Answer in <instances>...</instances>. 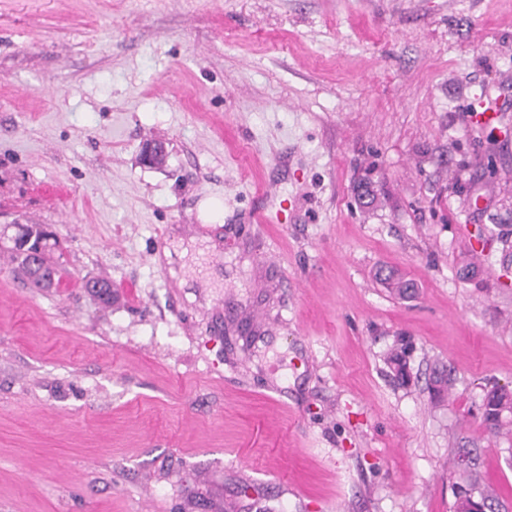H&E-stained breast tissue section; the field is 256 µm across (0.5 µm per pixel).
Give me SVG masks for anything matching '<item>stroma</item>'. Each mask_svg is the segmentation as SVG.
Masks as SVG:
<instances>
[{
  "instance_id": "35a3bbf8",
  "label": "stroma",
  "mask_w": 512,
  "mask_h": 512,
  "mask_svg": "<svg viewBox=\"0 0 512 512\" xmlns=\"http://www.w3.org/2000/svg\"><path fill=\"white\" fill-rule=\"evenodd\" d=\"M510 242L512 0H0V512H512ZM49 236V233L41 226L27 227L23 238L18 242L19 245H22L20 251L15 247L19 257H21V262L18 255L14 252V259L20 266L26 269V272L28 268L31 278L37 282L40 288H53L57 274L48 268L43 260L45 244L49 240ZM20 252L26 258L27 267ZM482 417L488 431L501 434L512 424V392L494 388L487 392L482 404ZM463 458L468 460L465 466L461 465ZM477 460L478 455L474 449L461 448L456 455L454 466L459 473L460 482L454 487V512H471L473 501H481L486 507V510L482 506L476 508L475 512H499L500 507H503L499 496L492 489L481 485L475 470Z\"/></svg>"
}]
</instances>
